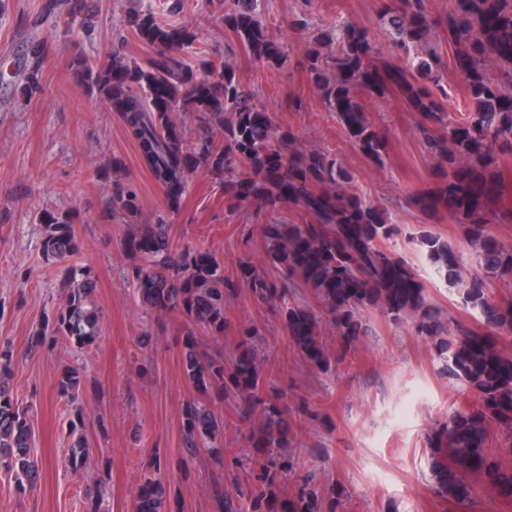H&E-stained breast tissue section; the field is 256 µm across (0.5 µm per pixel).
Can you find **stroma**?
<instances>
[{
    "instance_id": "stroma-1",
    "label": "stroma",
    "mask_w": 512,
    "mask_h": 512,
    "mask_svg": "<svg viewBox=\"0 0 512 512\" xmlns=\"http://www.w3.org/2000/svg\"><path fill=\"white\" fill-rule=\"evenodd\" d=\"M43 2L0 0V69L22 71L28 45L43 49L40 92L30 96L17 81H0V339L13 344V393L33 405L31 451L42 463L36 489L23 495L12 475L0 470V512H88L89 494L98 488L100 512H133L138 488L148 478L161 479L166 489L163 512H214L216 487L246 480L242 466L227 464L228 457L251 454L232 402L212 403L224 421L216 442L220 455L191 458L182 448V410L199 397L183 374L184 324L179 315H150L139 305L121 245L127 225L111 213L107 169L120 161L123 183L138 191L140 223L164 217L175 244L214 253L229 277L239 259L262 264L260 225L297 224L301 218L288 205L265 210L246 201L230 203L223 186L203 169L190 178L177 208L169 209L165 189L141 162L119 113L109 111L72 66L77 55L93 63L115 50L132 60L145 56L126 22L131 5L195 29L199 40L187 54L192 64L227 62L273 122L291 129L296 147L325 153L349 170L352 191L394 225L384 246L413 267L429 302L480 326L456 289L436 278L420 247L428 231L448 241L464 268L479 263L461 225L413 203L414 194L433 186L438 163L426 148L419 113L396 90L381 98L356 92L361 110L386 140L382 163H374L351 141L300 64L314 35L353 24L368 30L377 64L414 68L420 51H396L381 17L382 0H258L256 19L287 56L281 66L255 62L225 28L224 15L235 0H88V31L77 22L36 24ZM435 37L446 89L439 101L454 120L466 112L469 95L445 30ZM47 212L81 218L74 261L94 275L100 334L82 350L61 341L31 354L29 337L64 295L59 264L42 255L40 218ZM224 315L225 354L236 350L241 328H255L266 389L284 391L290 411L305 402L318 411L313 421L298 417L290 451L299 473L313 472L335 484L344 512H512V502L476 478L469 503L452 504L438 494L428 437L470 396L449 380L414 319L395 321L382 310H362L367 335L326 372L303 360L275 310L256 303L248 289H238L225 303ZM68 366L84 379L72 404L58 392ZM77 407L88 455L79 473L69 466L76 438L69 421Z\"/></svg>"
}]
</instances>
